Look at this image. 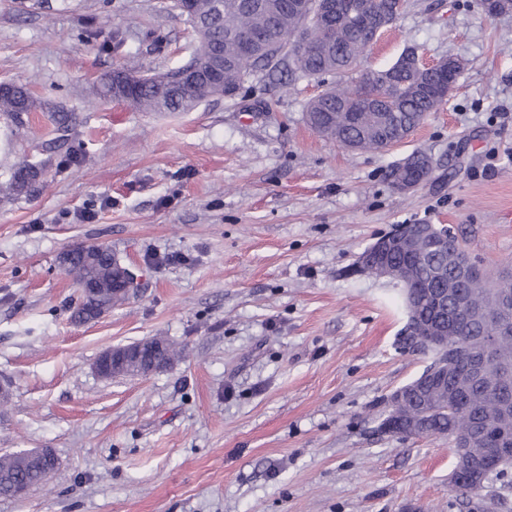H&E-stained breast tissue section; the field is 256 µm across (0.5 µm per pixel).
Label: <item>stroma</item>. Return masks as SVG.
<instances>
[{
	"label": "stroma",
	"instance_id": "1",
	"mask_svg": "<svg viewBox=\"0 0 512 512\" xmlns=\"http://www.w3.org/2000/svg\"><path fill=\"white\" fill-rule=\"evenodd\" d=\"M196 45L171 0H0V82L39 104L21 127L0 115V181L44 163L27 192L0 196V454L59 460L0 512H477L448 485V438L379 428L432 355L400 345V288L356 263L417 223L453 227L488 277L512 268V15L408 0L365 67L412 48L463 68L447 103L382 152L307 124L335 74L259 71L189 112L97 96L103 75L165 72ZM58 107L71 130L47 150L32 133ZM414 153L433 173L398 191L385 173ZM76 245L111 248L137 280L81 323L59 261ZM153 336L183 351L169 369L94 373L104 349Z\"/></svg>",
	"mask_w": 512,
	"mask_h": 512
}]
</instances>
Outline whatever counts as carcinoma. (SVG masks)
<instances>
[{
    "mask_svg": "<svg viewBox=\"0 0 512 512\" xmlns=\"http://www.w3.org/2000/svg\"><path fill=\"white\" fill-rule=\"evenodd\" d=\"M199 11L207 25L205 39L198 42L195 61L224 63V86L239 91L245 81L260 70H276L283 64L300 77H319L326 73L348 74V83L327 88L312 99L306 109V120L321 136L343 147L377 151L390 143H398L419 126L426 115L437 111L441 101L431 96L426 87L436 80L434 71L406 67L397 62L387 70L362 67L369 47V32L341 17H333L326 25L314 20V0H198ZM134 84L128 92V102L140 112H188L208 99L201 85H186L174 97L161 90L152 74H133ZM37 109V102L26 87L18 85L0 95V114L17 124L23 116ZM56 137L53 145L63 140L69 131L67 115L54 113ZM42 173V164L23 161L16 166L7 181L0 183V193L12 196L28 188ZM415 224L408 225L413 245L390 251L388 264L397 273L398 285L404 294L413 297L424 328L416 330V351L429 350L434 360L448 366V381L462 388L468 402L483 413V419L496 411L497 366L487 373L485 383L467 384L466 359L469 346L486 336L497 335L495 319H470L459 325L451 316L443 320L448 329V342L435 347L424 345L429 335L428 324L439 316L436 297L448 299V308L464 301L472 308L490 307L486 295L488 282L480 274L462 273L460 264L466 257L459 239L457 247L439 240L433 244L417 237ZM65 272L78 288L94 292L81 296L74 311V320L84 322L100 316L118 301L112 285L121 276L112 249L100 245H81L67 251ZM160 349L158 363L170 366L181 350L172 342L154 337L147 340ZM445 391L428 390L426 411L415 395L404 404L390 409L385 420L388 432L404 438L411 436H451L467 426L460 413L443 410ZM50 478L45 466L21 453L0 455V495L14 496L20 488L29 489L44 484Z\"/></svg>",
    "mask_w": 512,
    "mask_h": 512,
    "instance_id": "cac0c4a2",
    "label": "carcinoma"
}]
</instances>
